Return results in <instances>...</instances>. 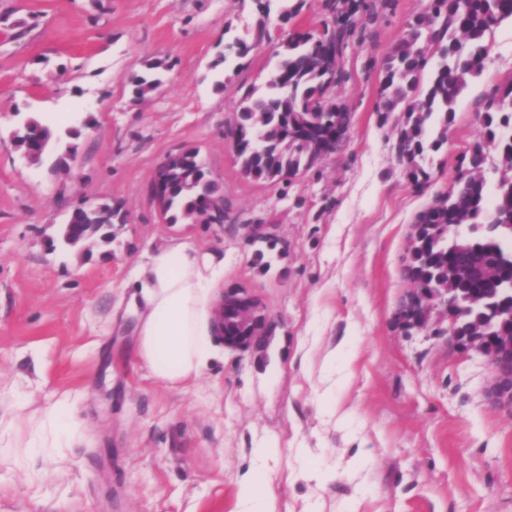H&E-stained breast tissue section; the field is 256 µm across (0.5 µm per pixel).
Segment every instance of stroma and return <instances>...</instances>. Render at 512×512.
<instances>
[{"mask_svg":"<svg viewBox=\"0 0 512 512\" xmlns=\"http://www.w3.org/2000/svg\"><path fill=\"white\" fill-rule=\"evenodd\" d=\"M418 6L363 0L339 60L342 147L271 182L241 174L231 138L271 48L213 63L219 42L248 37L253 0H0V512H241L251 473L276 512H512V408L487 401V363L452 351L446 323L394 320L416 218L480 139V101L512 73V22L419 190L376 112L384 59ZM153 58L174 66L134 99L127 79ZM30 113L58 133L90 117L73 177L15 149ZM185 145L222 185L224 223L162 219L155 169ZM83 199L130 221L81 261L49 240ZM172 240L222 252L225 289L252 290L273 320L263 347L225 350L187 390L149 378L133 318L112 316L134 267ZM65 393L72 447L16 466L11 424Z\"/></svg>","mask_w":512,"mask_h":512,"instance_id":"1","label":"stroma"}]
</instances>
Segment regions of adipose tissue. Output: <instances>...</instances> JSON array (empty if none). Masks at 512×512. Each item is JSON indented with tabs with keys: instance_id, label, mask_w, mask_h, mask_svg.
Instances as JSON below:
<instances>
[{
	"instance_id": "adipose-tissue-1",
	"label": "adipose tissue",
	"mask_w": 512,
	"mask_h": 512,
	"mask_svg": "<svg viewBox=\"0 0 512 512\" xmlns=\"http://www.w3.org/2000/svg\"><path fill=\"white\" fill-rule=\"evenodd\" d=\"M223 282V256L186 241L167 243L135 268L125 309L136 319L135 355L152 379L186 389L218 357ZM69 414L68 398H59L15 428L16 447H67Z\"/></svg>"
}]
</instances>
